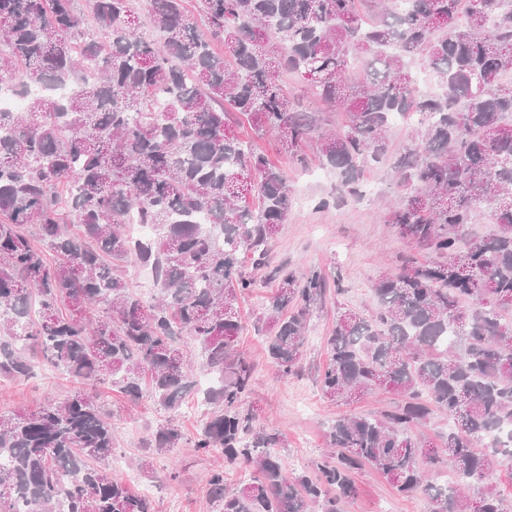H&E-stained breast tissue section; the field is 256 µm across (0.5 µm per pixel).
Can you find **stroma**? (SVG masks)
Segmentation results:
<instances>
[{
	"label": "stroma",
	"instance_id": "obj_1",
	"mask_svg": "<svg viewBox=\"0 0 512 512\" xmlns=\"http://www.w3.org/2000/svg\"><path fill=\"white\" fill-rule=\"evenodd\" d=\"M240 137L266 152L284 172L293 197L306 198V206H292L285 223L268 245L266 265L255 268L252 255L241 266L253 274L257 286L242 295L238 306L243 328L239 347L254 366V381L244 405L256 416L254 428L279 435L278 453L289 476L311 471L330 445L333 421L343 415L376 416L391 406V394H366L350 404L326 399L318 374L326 361V343L336 323L338 308L371 312L376 306L372 284L378 272L399 271L404 258L418 255L432 261L427 252H412L405 240L390 230L385 219L389 205L399 203L401 191L391 162L366 168L361 196L340 199L334 170L319 159L315 140H308L302 157L279 151L274 133L256 132L248 124L237 127ZM329 207H320V200ZM282 267L303 276L320 272L329 284L322 301L308 320V341L296 374L281 377L266 350V328L259 319L273 290L271 269ZM33 373L25 378L0 377V411L34 410L50 401L62 402L77 389L75 382L51 366L40 363L38 351ZM97 402L109 413L117 438L116 454L122 467L116 475L134 493H147L155 512H206L205 490L211 471L223 469L228 488H236L248 476L245 466L225 464L217 453L201 454L178 448L158 451L154 437L168 414L150 398L134 402L107 390ZM357 494L344 512H430L423 493L399 495L372 469L355 475Z\"/></svg>",
	"mask_w": 512,
	"mask_h": 512
}]
</instances>
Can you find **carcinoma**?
Returning <instances> with one entry per match:
<instances>
[{
	"label": "carcinoma",
	"instance_id": "obj_1",
	"mask_svg": "<svg viewBox=\"0 0 512 512\" xmlns=\"http://www.w3.org/2000/svg\"><path fill=\"white\" fill-rule=\"evenodd\" d=\"M141 2L159 41L141 30L132 0H90L87 12L79 0H0V71L9 80L90 79L72 98L31 94L25 110L0 112V375H28L31 347L92 389L0 412L8 457L0 512H62L63 501L67 512H153L108 468L116 443L97 391L132 400L149 391L170 414L156 448L178 447L173 417L197 386L177 344L183 335L218 378L202 391L215 410L188 443L252 468L235 490L223 470L210 473L212 512H342L365 466L402 495L425 493L433 512H512L497 485L512 463V440L498 437L512 424V12L496 14L498 0H412L402 12L389 0L374 22L360 15L362 0H196L201 34L185 0ZM351 49L371 53L354 86ZM415 56L435 92L415 90ZM284 72L346 112L318 150L353 197L366 165L388 151L393 116L422 117L393 163L404 196L388 223L435 256L382 271L371 314L337 312L324 397L347 404L392 392L397 401L376 418L337 419L333 452L294 479L273 450L277 437L254 430L243 406L253 367L238 345V300L256 288L239 255L265 265L291 189L228 121L232 110L301 156L318 116L294 108ZM157 93L167 98L162 112ZM484 204L498 232L467 241ZM133 224L150 225L153 236L135 238ZM129 262L150 268L155 303L132 291ZM270 275L267 352L288 376L327 283L281 268ZM441 414L449 420L441 444L416 434ZM432 467L455 483L428 481Z\"/></svg>",
	"mask_w": 512,
	"mask_h": 512
}]
</instances>
